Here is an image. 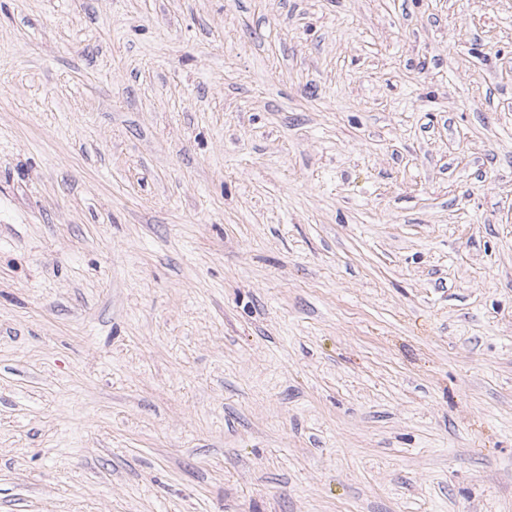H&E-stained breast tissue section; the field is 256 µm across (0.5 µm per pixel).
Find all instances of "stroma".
I'll list each match as a JSON object with an SVG mask.
<instances>
[{"instance_id": "1", "label": "stroma", "mask_w": 512, "mask_h": 512, "mask_svg": "<svg viewBox=\"0 0 512 512\" xmlns=\"http://www.w3.org/2000/svg\"><path fill=\"white\" fill-rule=\"evenodd\" d=\"M0 512H512V0H0Z\"/></svg>"}]
</instances>
